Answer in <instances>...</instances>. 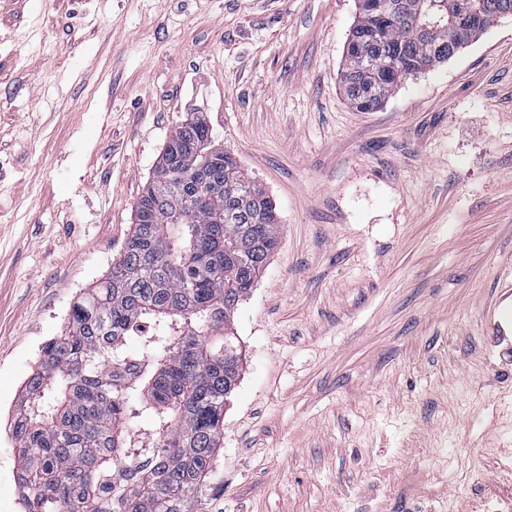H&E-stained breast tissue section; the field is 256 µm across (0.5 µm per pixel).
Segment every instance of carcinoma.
<instances>
[{
    "label": "carcinoma",
    "instance_id": "carcinoma-1",
    "mask_svg": "<svg viewBox=\"0 0 512 512\" xmlns=\"http://www.w3.org/2000/svg\"><path fill=\"white\" fill-rule=\"evenodd\" d=\"M358 8L341 83L362 112L491 26L512 0ZM275 207L206 115L173 129L110 273L41 349L10 424L27 512H190L210 490L240 377L238 304L278 244Z\"/></svg>",
    "mask_w": 512,
    "mask_h": 512
}]
</instances>
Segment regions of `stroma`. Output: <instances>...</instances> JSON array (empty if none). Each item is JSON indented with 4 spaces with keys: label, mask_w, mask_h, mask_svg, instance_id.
Segmentation results:
<instances>
[{
    "label": "stroma",
    "mask_w": 512,
    "mask_h": 512,
    "mask_svg": "<svg viewBox=\"0 0 512 512\" xmlns=\"http://www.w3.org/2000/svg\"><path fill=\"white\" fill-rule=\"evenodd\" d=\"M355 0H0V512L45 341L205 113L274 200L193 512H512V15L360 112Z\"/></svg>",
    "instance_id": "35a3bbf8"
}]
</instances>
